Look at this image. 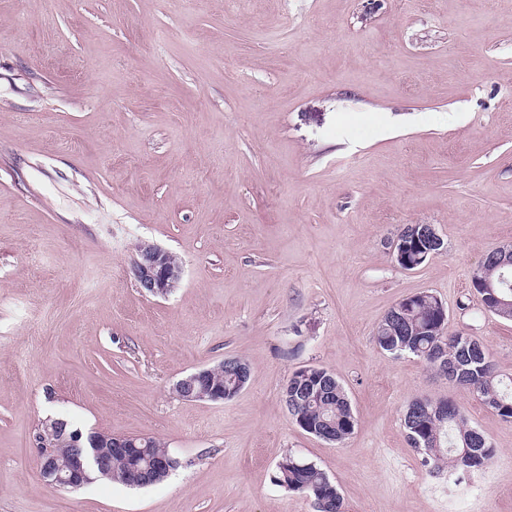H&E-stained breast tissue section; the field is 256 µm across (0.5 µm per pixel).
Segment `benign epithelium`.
<instances>
[{
	"label": "benign epithelium",
	"mask_w": 512,
	"mask_h": 512,
	"mask_svg": "<svg viewBox=\"0 0 512 512\" xmlns=\"http://www.w3.org/2000/svg\"><path fill=\"white\" fill-rule=\"evenodd\" d=\"M133 272L140 288L155 297H165L177 287L183 276L181 264L172 262L167 251L142 241L137 245ZM175 394L187 401L222 402L224 385L215 381L214 369L203 367L179 379ZM62 420L55 428L41 434L35 443L39 472L52 489L69 485L79 488L90 480V474L112 475V457L125 456L128 449L138 447L139 437L112 435L78 429L66 431Z\"/></svg>",
	"instance_id": "benign-epithelium-1"
}]
</instances>
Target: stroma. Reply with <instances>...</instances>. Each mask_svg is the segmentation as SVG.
I'll list each match as a JSON object with an SVG mask.
<instances>
[{
  "mask_svg": "<svg viewBox=\"0 0 512 512\" xmlns=\"http://www.w3.org/2000/svg\"><path fill=\"white\" fill-rule=\"evenodd\" d=\"M408 224L443 240L411 271ZM143 240L183 265L167 297L135 281ZM510 242L512 0H0V512H313L272 480L291 453L346 512H512V421L375 341L430 292L512 376V320L472 286ZM227 358L235 397L173 394ZM306 365L347 393L342 443L288 411ZM416 398L457 403L494 458L449 486L406 436ZM50 418L180 466L48 488Z\"/></svg>",
  "mask_w": 512,
  "mask_h": 512,
  "instance_id": "obj_1",
  "label": "stroma"
}]
</instances>
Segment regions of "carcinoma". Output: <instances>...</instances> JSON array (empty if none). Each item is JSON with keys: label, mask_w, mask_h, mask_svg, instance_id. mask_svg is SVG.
<instances>
[{"label": "carcinoma", "mask_w": 512, "mask_h": 512, "mask_svg": "<svg viewBox=\"0 0 512 512\" xmlns=\"http://www.w3.org/2000/svg\"><path fill=\"white\" fill-rule=\"evenodd\" d=\"M399 238L410 244L397 265L404 270L421 266L440 251L420 229L406 225ZM491 281L499 295L512 294V256L498 250L488 253L472 276L474 289L481 296L484 309L512 320V311L499 309L489 292L479 282ZM442 302L431 293H420L395 304L379 324L375 340L380 349L408 353L430 366L455 363L466 371L460 385L504 420L512 419V377L504 380L495 374L482 346L463 333H447ZM249 370L240 359L225 363L224 388L232 389L239 371ZM288 411L303 430L314 436L324 435L340 443L354 430L351 403L339 381L316 366L292 372L283 388ZM404 428L410 443L425 454V463L446 465L450 471L477 470L495 455L491 442L471 427L462 409L451 400H414L404 415ZM165 474H144L124 457L112 461V480L129 487L143 488L164 481ZM274 482L292 491L309 494L316 512H344L337 488L316 464L288 454L278 462Z\"/></svg>", "instance_id": "1"}]
</instances>
